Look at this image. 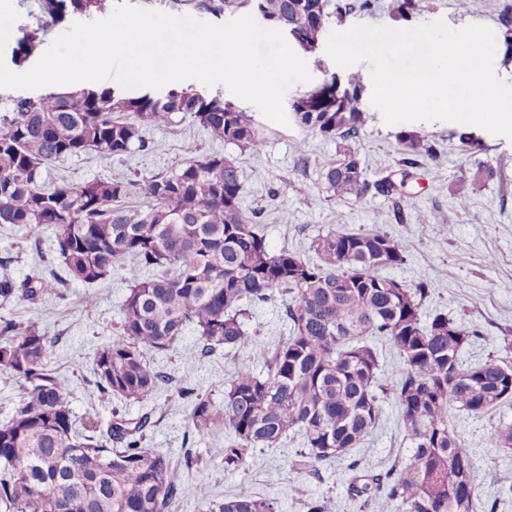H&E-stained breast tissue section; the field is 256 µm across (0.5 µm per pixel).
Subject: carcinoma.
Returning <instances> with one entry per match:
<instances>
[{
  "instance_id": "cac0c4a2",
  "label": "carcinoma",
  "mask_w": 512,
  "mask_h": 512,
  "mask_svg": "<svg viewBox=\"0 0 512 512\" xmlns=\"http://www.w3.org/2000/svg\"><path fill=\"white\" fill-rule=\"evenodd\" d=\"M193 10L221 14L242 9L243 0H177ZM422 0H389L400 16ZM270 17L299 28L310 50L318 46L327 0H258ZM106 0H38L37 27L12 50L22 63L41 35L67 14H90ZM351 93L331 109L334 83L299 97L294 113L313 133L354 142L362 125V85L347 75ZM189 116L217 142L257 153L265 138L244 112L192 89L119 97L111 89L48 93L22 98L0 117V226L49 231L68 277L52 271L18 282L0 277V300L36 301L57 295L68 279L92 285L128 267L117 334L93 358L97 390L119 401H142L171 387L174 378L146 354H166L185 332L196 335L189 356L220 349L251 351L266 372L247 365L224 381L216 402L195 396L189 421L200 437L224 435V468L238 471L258 449H273L291 436L302 448L290 475L319 474L326 463L348 457L377 427L383 403L398 407L406 460L384 473L348 464L349 494L384 498L397 512H476L473 452L449 413L482 415L512 409V363L489 358L464 365L461 354L479 331L438 312L422 318L428 283L410 287L382 274L406 264L404 251L387 234L329 230L311 238V258L299 249H272L255 215L243 208L235 161L214 152L141 179L112 177L74 185L47 183L43 173L59 160L94 152L102 161L150 150L144 131ZM400 163L415 168L435 159L437 149L414 131L398 136ZM327 190L360 200L370 191L391 196L387 177H366L358 152L344 148L325 168ZM142 202H129L132 196ZM279 303L287 336L259 347L246 328L255 310ZM397 356L398 377L385 376L376 342ZM53 342L35 322L0 317V376L21 396L0 425V508L4 512H173L194 494L184 470L199 462L190 454L179 468L161 448H145L151 416L82 423L67 387L49 364ZM496 447L512 451V421L500 422ZM200 512H279L278 502L242 485Z\"/></svg>"
}]
</instances>
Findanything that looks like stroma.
Here are the masks:
<instances>
[{
  "instance_id": "35a3bbf8",
  "label": "stroma",
  "mask_w": 512,
  "mask_h": 512,
  "mask_svg": "<svg viewBox=\"0 0 512 512\" xmlns=\"http://www.w3.org/2000/svg\"><path fill=\"white\" fill-rule=\"evenodd\" d=\"M32 2L0 0V71L13 68L12 50L17 39L36 25L30 13ZM387 2L372 0L371 8L353 10L340 19L329 17L323 31H344L357 24L406 29L440 21L455 30L482 24L490 27L496 38L494 73L512 84V50L506 46L512 39V0H469L464 9L458 0H425L421 11L406 18L392 15ZM302 57L312 79L289 88L285 102H292L331 77L342 79L351 71L359 74L363 125L356 147L369 180L402 178L398 137L404 131L426 136L438 150L437 159H421L405 180L402 193L386 197L372 192L360 200L337 198L327 191L322 173L339 159L344 148L341 139L311 133L293 119L284 126L272 123L225 85L207 86L189 79L181 81V88L220 96L246 112L266 138L263 150L254 153L231 144L213 143L187 117L167 127L147 129L150 150H131L108 166L92 153L66 157L54 164L45 179L51 182L63 178L82 184L111 173L139 179L188 159L222 152L238 165L243 206L255 213L271 248L304 250L313 236L330 229L387 233L407 257L405 265L391 269V277L409 284L424 280L430 285L431 295L422 307L424 315L442 311L480 329L481 336L466 349L464 362L512 360V141L476 126L472 129L474 142L461 143L457 134L462 126L456 122L388 123L371 102L373 83L367 62L349 70L340 68L322 44L303 52ZM299 142L305 144L308 158L303 173L295 168V145ZM482 166L493 168V175L477 177L476 171ZM421 210L430 214L428 223L418 222ZM59 267L50 233L0 228V275L20 281ZM131 275V270L124 268L93 285L73 280L59 298L0 301V317L39 321L54 342L50 365L71 391L76 416L105 423L116 408L131 418L147 413L152 426L145 447L168 450L177 462L185 450L198 453L200 461L188 473L195 495L180 501L178 512H198L199 502L224 498L243 483L260 496L276 499L280 512H307L312 502L325 504L326 512H395L394 506L382 498L366 503L352 499L347 493L348 470L343 460L323 466L319 475L288 482L290 462L300 448L296 438L276 449L255 451L246 469L225 471L223 436L201 438L194 434L188 421L190 401L180 397L177 389L187 386L222 399L224 380L239 365L263 370L264 362L257 355L241 357L220 352L190 361L183 350L193 345L195 337L188 332L167 355L151 359L152 364L174 377L175 388L126 404L98 395L94 352L117 330L125 280ZM88 295L95 298L90 309L83 304ZM504 417L512 419V410L479 417L464 413L453 416L462 440L475 454L476 477L489 471L498 477L496 493L481 494L477 512H512V453L495 448L492 440ZM357 455L363 466L376 472L386 471L394 460L409 457V444L393 401L384 403L377 428Z\"/></svg>"
}]
</instances>
